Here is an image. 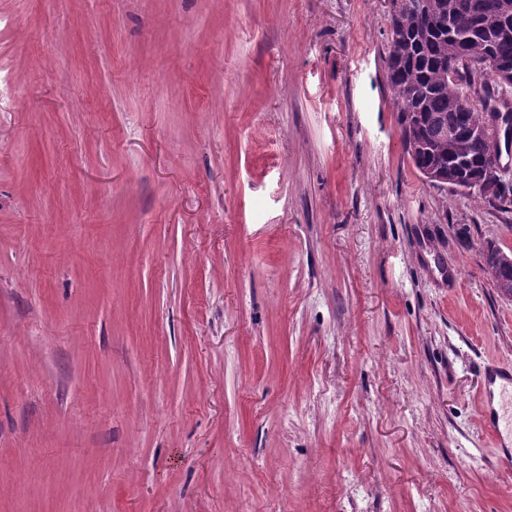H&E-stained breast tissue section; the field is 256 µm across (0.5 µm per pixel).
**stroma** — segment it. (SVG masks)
Wrapping results in <instances>:
<instances>
[{"instance_id":"1","label":"stroma","mask_w":512,"mask_h":512,"mask_svg":"<svg viewBox=\"0 0 512 512\" xmlns=\"http://www.w3.org/2000/svg\"><path fill=\"white\" fill-rule=\"evenodd\" d=\"M389 0H0V512H512L484 247Z\"/></svg>"}]
</instances>
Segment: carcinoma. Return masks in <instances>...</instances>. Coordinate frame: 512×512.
I'll use <instances>...</instances> for the list:
<instances>
[{
  "mask_svg": "<svg viewBox=\"0 0 512 512\" xmlns=\"http://www.w3.org/2000/svg\"><path fill=\"white\" fill-rule=\"evenodd\" d=\"M491 0H456L448 16V26L433 29L424 16L410 11L401 26H391L388 71L392 72L390 91L397 104L399 124L406 149L417 169L428 165L431 156L414 148L409 114H419L423 132L433 139V122L439 118L450 128L465 129L484 124L486 113L504 100L497 66L512 59V39L497 41L491 49H480L458 66L455 79L444 84L439 73L443 61L464 50L469 40L488 42L495 36L498 20L488 12ZM499 158V137L495 126L486 127L485 136L476 141L462 160L450 159L464 174L475 177L483 166Z\"/></svg>",
  "mask_w": 512,
  "mask_h": 512,
  "instance_id": "1",
  "label": "carcinoma"
}]
</instances>
